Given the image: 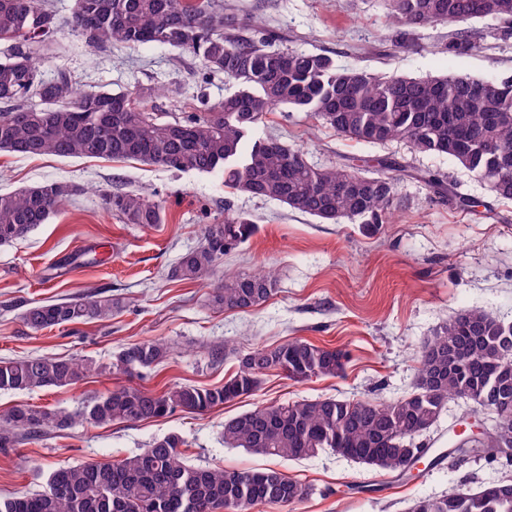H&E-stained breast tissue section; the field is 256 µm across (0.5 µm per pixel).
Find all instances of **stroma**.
<instances>
[{"instance_id":"obj_1","label":"stroma","mask_w":512,"mask_h":512,"mask_svg":"<svg viewBox=\"0 0 512 512\" xmlns=\"http://www.w3.org/2000/svg\"><path fill=\"white\" fill-rule=\"evenodd\" d=\"M238 18L232 39L266 40L284 51L318 52L337 65L379 75L490 78L512 75V23L475 21L467 26L475 47L460 52L456 26L396 29L382 0H221ZM45 74L63 69L82 89H151L146 104L161 112H187L233 93L235 87L207 72L198 57L165 45L93 49L60 26ZM257 136L277 135L322 166L352 158L389 157L404 164L397 175L403 200L372 236L358 225L325 224L283 203L233 192L220 174L179 172L135 160L22 157L0 154V192L46 181L88 185L89 193L65 202L26 239L0 246V360L48 355L100 364L126 344L159 339L170 357L138 374L94 375L75 385L28 392L0 391V410L18 403L79 412L112 389L132 385L160 392L176 384H222L254 347L292 338L347 351L345 370L333 378L297 383L274 371L261 388L204 414L178 411L136 424L85 423L0 448V497L42 488L62 466L111 461L175 432L187 442L184 462L233 469L274 467L309 486L290 506L261 505L253 512H409L414 500L454 488L477 490L512 480V460H451L420 465L399 482L394 473L326 450L308 459L282 461L225 447L226 419L260 404L338 397L392 401L414 389L424 343L460 310L484 309L512 323V202L496 199L481 181L444 156L418 154L402 142L385 146L342 138L304 112L280 108ZM435 172L457 192L482 201L460 207L435 193L422 176ZM135 190L163 201L164 224L144 230L107 212L97 189ZM252 219L253 237L225 256L220 273L274 267L279 284L260 307L245 313L209 303L211 288L171 281L166 274L195 246L204 225L225 213ZM91 251L99 262L58 277L67 256ZM90 292L134 299L109 321L31 332L20 316L25 305ZM232 340L235 350L212 359L208 346Z\"/></svg>"}]
</instances>
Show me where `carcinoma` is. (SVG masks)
I'll return each instance as SVG.
<instances>
[{
    "instance_id": "carcinoma-1",
    "label": "carcinoma",
    "mask_w": 512,
    "mask_h": 512,
    "mask_svg": "<svg viewBox=\"0 0 512 512\" xmlns=\"http://www.w3.org/2000/svg\"><path fill=\"white\" fill-rule=\"evenodd\" d=\"M398 27L476 19L512 21V0H385ZM65 23L92 48L114 42L155 43L196 55L211 73L238 90L201 112H151L140 94L83 90L74 94L68 72L46 75L38 58L49 48L60 20L43 0H0V151L16 155L136 160L176 171L224 173V186L277 200L322 223L361 225L374 233L401 207L394 176L403 165L309 164L277 137L254 138L278 107L305 112L337 135L359 142H403L417 153L445 155L486 183L498 199L512 200V75L472 78L446 75L378 77L342 67L319 53L281 52L264 42L224 36L232 19L219 0H74ZM91 187L46 181L0 194V245L27 237L63 202ZM105 209L126 224L151 229L164 223L161 202L134 191L102 190ZM256 226L242 216L206 224L200 242L168 272L175 281L212 283L210 303L248 312L277 288L272 267L217 276L224 254L245 243ZM133 304L128 298L70 295L26 308L32 332L110 320ZM170 347L160 340L122 347L110 365L53 356L0 360V391H34L73 385L109 370L131 374L163 362ZM347 353L294 338L275 348L257 347L239 357L237 371L213 388L176 384L162 392L121 386L77 414L31 404L0 411V447L23 438L72 428L78 421L130 423L174 412L206 413L259 390L272 370L302 383L335 377ZM493 415L497 427L477 441L512 448V323L480 309L458 313L422 349L415 390L397 400H319L260 405L224 421L230 448L282 460L325 450L399 474L413 467L412 440L437 422L452 400ZM177 433L112 462L60 467L36 492L0 498V512H250L258 505H292L309 488L276 468L224 469L186 464ZM505 482L477 491L451 489L423 497L411 512H512Z\"/></svg>"
}]
</instances>
